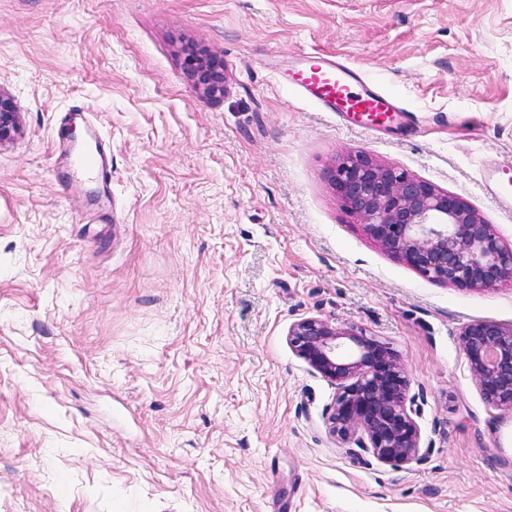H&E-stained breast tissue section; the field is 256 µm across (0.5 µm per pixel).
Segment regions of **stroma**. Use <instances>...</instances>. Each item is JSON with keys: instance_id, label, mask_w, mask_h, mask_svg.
Wrapping results in <instances>:
<instances>
[{"instance_id": "35a3bbf8", "label": "stroma", "mask_w": 512, "mask_h": 512, "mask_svg": "<svg viewBox=\"0 0 512 512\" xmlns=\"http://www.w3.org/2000/svg\"><path fill=\"white\" fill-rule=\"evenodd\" d=\"M312 50L412 131L304 100L282 76ZM0 93L21 114L0 146V512H512V414L460 342L512 324V285L426 280L328 178L364 151L512 242L488 185L512 166V0H0ZM75 111L111 149L110 193L59 155ZM310 316L395 351L423 464L328 433L337 386L286 339ZM194 79L196 84L202 86L204 92L209 96L224 93L223 73L208 65H200L194 72Z\"/></svg>"}]
</instances>
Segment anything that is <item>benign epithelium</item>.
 Listing matches in <instances>:
<instances>
[{"mask_svg": "<svg viewBox=\"0 0 512 512\" xmlns=\"http://www.w3.org/2000/svg\"><path fill=\"white\" fill-rule=\"evenodd\" d=\"M194 79L210 96L224 93L223 73L208 65L199 66ZM19 131V112L0 93V146ZM329 177L366 233L427 280L469 289L512 285V245L462 198L363 152L344 156ZM460 340L485 402L511 412L512 324L474 320ZM287 343L338 386L326 426L339 442L355 444L349 453L362 451L397 467L424 459L408 379L390 347L361 328L318 317L291 324Z\"/></svg>", "mask_w": 512, "mask_h": 512, "instance_id": "obj_1", "label": "benign epithelium"}]
</instances>
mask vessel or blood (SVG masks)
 I'll list each match as a JSON object with an SVG mask.
<instances>
[{"label": "vessel or blood", "instance_id": "b4317fda", "mask_svg": "<svg viewBox=\"0 0 512 512\" xmlns=\"http://www.w3.org/2000/svg\"><path fill=\"white\" fill-rule=\"evenodd\" d=\"M288 81L302 97L335 113L341 122L366 130H380L404 113L403 107L368 85L358 71L321 52L300 55L288 72ZM83 169L104 183L112 181V159L103 148L95 149Z\"/></svg>", "mask_w": 512, "mask_h": 512}]
</instances>
